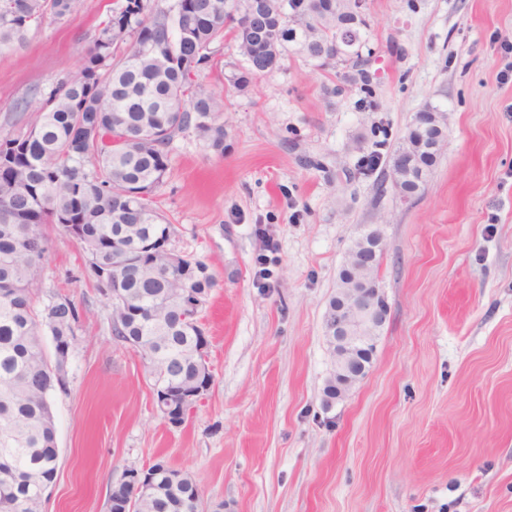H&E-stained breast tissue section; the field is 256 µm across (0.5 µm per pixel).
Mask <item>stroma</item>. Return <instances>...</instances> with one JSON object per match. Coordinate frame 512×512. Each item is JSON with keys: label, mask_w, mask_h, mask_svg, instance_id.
I'll use <instances>...</instances> for the list:
<instances>
[{"label": "stroma", "mask_w": 512, "mask_h": 512, "mask_svg": "<svg viewBox=\"0 0 512 512\" xmlns=\"http://www.w3.org/2000/svg\"><path fill=\"white\" fill-rule=\"evenodd\" d=\"M112 3L81 0L0 56V136L76 73ZM367 7L373 108L296 59L231 97L223 155L191 130L172 144L155 201L175 249L217 280L202 310L213 383L184 425L157 416L82 250L47 227L35 304L67 297L84 317L53 395L44 512H108L123 471L160 457L196 479L201 512H512V0ZM428 102L447 146L406 201L389 160ZM365 225L381 230L390 314L370 371L327 408L324 315Z\"/></svg>", "instance_id": "obj_1"}]
</instances>
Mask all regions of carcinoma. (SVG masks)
<instances>
[{
	"mask_svg": "<svg viewBox=\"0 0 512 512\" xmlns=\"http://www.w3.org/2000/svg\"><path fill=\"white\" fill-rule=\"evenodd\" d=\"M80 0H0V55L21 44L47 15L61 19ZM247 0H114L82 55L77 74L44 100L23 102L26 130L0 138V512H42L41 488L56 475L58 446L52 395L65 384L64 363L50 365L44 337L72 346L82 312L68 298L38 310L47 239L54 225L77 242L85 272L105 298L125 310L112 332L136 346L151 388L179 391L207 382L195 354L197 329L182 293L206 297L215 284L207 262L186 257L168 268L150 254L169 227L154 205L165 181L170 147L192 129L224 155V97L198 83L214 62L212 46L233 40L241 60L225 80L244 94L253 56L240 23ZM301 33L283 23L276 63L310 62L316 38L354 60L368 45L358 0H320ZM344 40L336 41V30ZM252 67H247V60ZM144 128L156 136H142ZM154 488L136 493L124 480L108 494V512H198L200 489L190 475L157 459Z\"/></svg>",
	"mask_w": 512,
	"mask_h": 512,
	"instance_id": "obj_1",
	"label": "carcinoma"
}]
</instances>
